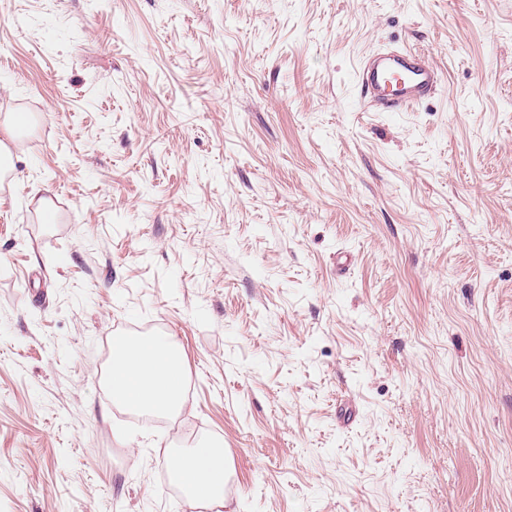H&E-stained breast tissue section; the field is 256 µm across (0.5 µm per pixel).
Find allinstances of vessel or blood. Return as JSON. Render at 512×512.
I'll return each mask as SVG.
<instances>
[{
  "label": "vessel or blood",
  "instance_id": "obj_1",
  "mask_svg": "<svg viewBox=\"0 0 512 512\" xmlns=\"http://www.w3.org/2000/svg\"><path fill=\"white\" fill-rule=\"evenodd\" d=\"M356 81L374 112H405L429 99L441 83V72L424 51L402 47L366 57Z\"/></svg>",
  "mask_w": 512,
  "mask_h": 512
}]
</instances>
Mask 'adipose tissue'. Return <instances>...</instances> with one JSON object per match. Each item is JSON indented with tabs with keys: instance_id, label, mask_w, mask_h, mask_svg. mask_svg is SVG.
I'll return each instance as SVG.
<instances>
[{
	"instance_id": "1",
	"label": "adipose tissue",
	"mask_w": 512,
	"mask_h": 512,
	"mask_svg": "<svg viewBox=\"0 0 512 512\" xmlns=\"http://www.w3.org/2000/svg\"><path fill=\"white\" fill-rule=\"evenodd\" d=\"M186 374L170 336H124L112 346V400L128 409L173 415L183 407ZM167 468L191 507L221 508L231 476L219 446L210 440L167 453Z\"/></svg>"
}]
</instances>
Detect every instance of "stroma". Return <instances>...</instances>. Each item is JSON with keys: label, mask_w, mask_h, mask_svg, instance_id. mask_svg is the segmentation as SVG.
Here are the masks:
<instances>
[{"label": "stroma", "mask_w": 512, "mask_h": 512, "mask_svg": "<svg viewBox=\"0 0 512 512\" xmlns=\"http://www.w3.org/2000/svg\"><path fill=\"white\" fill-rule=\"evenodd\" d=\"M413 45L444 81L372 112ZM0 512H512V0H0ZM50 198L57 221L35 209ZM168 334L178 417L109 338ZM356 82L372 112H406L437 91L441 72L427 53L405 46L366 57ZM186 374L172 336H121L112 345V402L128 409L173 415L183 407ZM174 481L182 488L192 508H224V489L231 476L219 446L202 440L165 457Z\"/></svg>", "instance_id": "35a3bbf8"}]
</instances>
